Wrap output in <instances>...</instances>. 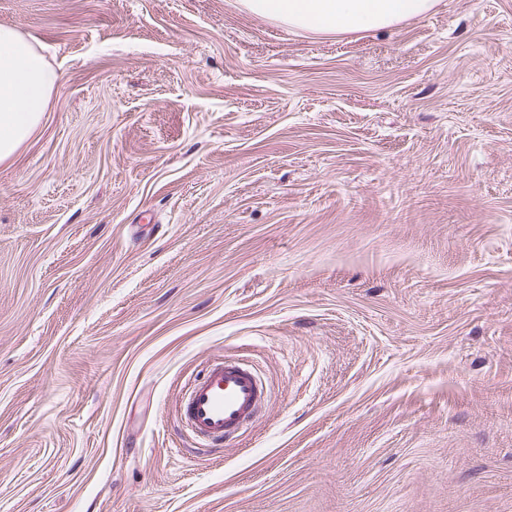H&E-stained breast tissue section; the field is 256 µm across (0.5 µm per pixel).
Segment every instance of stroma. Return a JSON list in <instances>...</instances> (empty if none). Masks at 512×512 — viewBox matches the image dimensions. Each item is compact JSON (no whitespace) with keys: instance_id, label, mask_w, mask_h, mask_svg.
Listing matches in <instances>:
<instances>
[{"instance_id":"1","label":"stroma","mask_w":512,"mask_h":512,"mask_svg":"<svg viewBox=\"0 0 512 512\" xmlns=\"http://www.w3.org/2000/svg\"><path fill=\"white\" fill-rule=\"evenodd\" d=\"M0 24L59 76L0 164V512H512V0ZM221 356L268 397L210 450L178 407ZM248 14L316 36L391 29L429 16L439 0H237Z\"/></svg>"}]
</instances>
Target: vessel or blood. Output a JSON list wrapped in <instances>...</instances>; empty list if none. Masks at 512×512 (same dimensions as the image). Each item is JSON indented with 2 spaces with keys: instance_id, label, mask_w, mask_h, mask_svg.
<instances>
[{
  "instance_id": "vessel-or-blood-1",
  "label": "vessel or blood",
  "mask_w": 512,
  "mask_h": 512,
  "mask_svg": "<svg viewBox=\"0 0 512 512\" xmlns=\"http://www.w3.org/2000/svg\"><path fill=\"white\" fill-rule=\"evenodd\" d=\"M265 401V387L250 365L238 359L212 362L207 373L191 383L179 405L193 434L212 446H223Z\"/></svg>"
}]
</instances>
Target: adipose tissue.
<instances>
[{"label": "adipose tissue", "instance_id": "adipose-tissue-1", "mask_svg": "<svg viewBox=\"0 0 512 512\" xmlns=\"http://www.w3.org/2000/svg\"><path fill=\"white\" fill-rule=\"evenodd\" d=\"M439 0H238L248 14L316 36L390 29L429 16ZM58 75L19 28L0 25V163L40 125Z\"/></svg>", "mask_w": 512, "mask_h": 512}]
</instances>
